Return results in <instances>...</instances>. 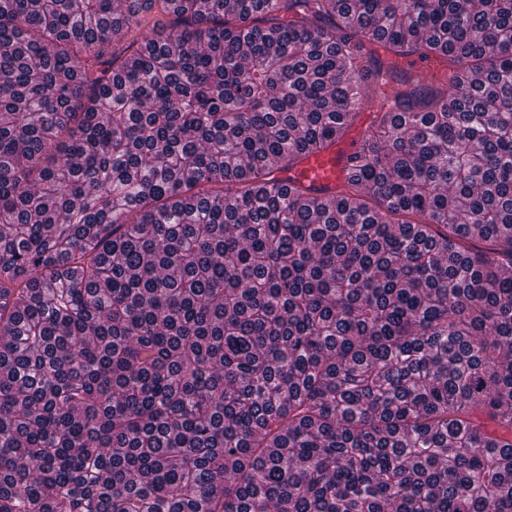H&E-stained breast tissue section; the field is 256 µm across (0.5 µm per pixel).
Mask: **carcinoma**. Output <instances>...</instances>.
Wrapping results in <instances>:
<instances>
[{
    "label": "carcinoma",
    "instance_id": "obj_1",
    "mask_svg": "<svg viewBox=\"0 0 512 512\" xmlns=\"http://www.w3.org/2000/svg\"><path fill=\"white\" fill-rule=\"evenodd\" d=\"M0 512H512V0H0ZM379 108L378 99H368L364 104L367 112H377ZM367 112H361L358 121L348 133L349 136H356L361 143L373 129L370 128L372 120ZM357 138L354 137L345 145H332L321 153L305 158L292 171L280 174L279 178L286 184L290 177L293 181L315 189L339 191L343 186L344 169L348 165L349 157L358 148Z\"/></svg>",
    "mask_w": 512,
    "mask_h": 512
}]
</instances>
